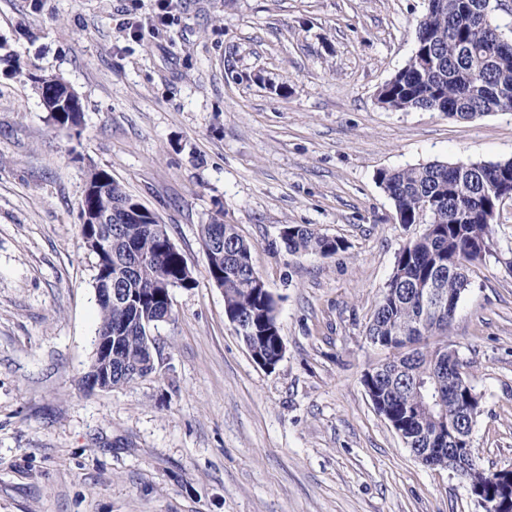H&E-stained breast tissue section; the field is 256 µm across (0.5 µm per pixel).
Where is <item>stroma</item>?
Returning <instances> with one entry per match:
<instances>
[{"mask_svg":"<svg viewBox=\"0 0 512 512\" xmlns=\"http://www.w3.org/2000/svg\"><path fill=\"white\" fill-rule=\"evenodd\" d=\"M424 0H0V512H484L374 408L366 329L397 254L382 170L512 157V112L392 111ZM62 74L80 137L12 70ZM154 210L193 273L153 332L151 375L83 383L100 309L79 234L89 166ZM234 225L277 301L285 351L257 365L200 235ZM307 224L330 257L287 251ZM448 326L480 398L472 446L512 467V202ZM280 238L293 254L332 256L345 249L343 241L317 232L304 224H285Z\"/></svg>","mask_w":512,"mask_h":512,"instance_id":"stroma-1","label":"stroma"}]
</instances>
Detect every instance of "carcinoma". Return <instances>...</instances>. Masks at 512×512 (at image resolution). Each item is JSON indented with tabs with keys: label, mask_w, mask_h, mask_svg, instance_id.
<instances>
[{
	"label": "carcinoma",
	"mask_w": 512,
	"mask_h": 512,
	"mask_svg": "<svg viewBox=\"0 0 512 512\" xmlns=\"http://www.w3.org/2000/svg\"><path fill=\"white\" fill-rule=\"evenodd\" d=\"M485 0H434L417 22L415 45L404 67L377 92L382 107L394 111H434L456 119H474L512 112V48L487 55L477 36ZM48 114L51 126L79 131L84 105L59 73L36 69L26 74ZM376 181L393 203L401 224H423L422 234L397 255L393 271L367 328L370 345L395 351L394 360L380 363L363 377L373 405L387 420L403 424L407 448H433L439 421L417 412L414 400L421 383L433 376L448 381V371L463 367L458 352L447 348L446 359L435 350V337L448 332V317L438 305L459 302L470 284L471 266L489 252L491 226L500 210L495 187L512 191V158L496 162L433 161L399 170H382ZM83 203L90 211L110 216L112 251L96 257L94 288L109 282L128 288L148 308L173 288L188 289L184 255L171 244L167 226L150 214L138 220L126 210L145 205L126 191L105 169L93 166ZM211 278L224 290V311L249 352L269 364L282 359L276 301L252 265V246L234 225L218 218L201 225ZM280 238L293 254L332 256L343 241L304 224H286ZM98 335L112 336V386L130 384L151 374L143 366L156 345L148 343L135 322L136 308L124 301L101 303ZM474 389L444 392L445 420L464 429L467 440L479 411L465 416ZM457 477L469 484L490 485L491 473L475 453L460 458Z\"/></svg>",
	"instance_id": "1"
}]
</instances>
